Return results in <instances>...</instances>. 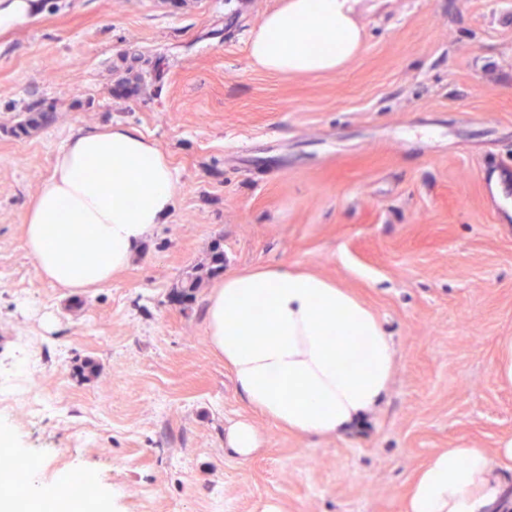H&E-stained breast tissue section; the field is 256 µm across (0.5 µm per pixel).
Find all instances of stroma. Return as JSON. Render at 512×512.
<instances>
[{"instance_id": "1", "label": "stroma", "mask_w": 512, "mask_h": 512, "mask_svg": "<svg viewBox=\"0 0 512 512\" xmlns=\"http://www.w3.org/2000/svg\"><path fill=\"white\" fill-rule=\"evenodd\" d=\"M282 2L45 0L0 33V383L49 400L38 421L0 410V459L37 456L48 487L89 467L70 512H400L431 453L512 436L493 373L512 336V0H358L360 54L298 76L249 58ZM37 99L50 123L13 135ZM115 124L171 161L176 205L111 283L73 292L38 274L24 213L70 134ZM216 242L225 271L292 265L376 314L395 369L361 425L306 437L243 403L209 288L174 295ZM240 419L262 439L245 461L224 448Z\"/></svg>"}]
</instances>
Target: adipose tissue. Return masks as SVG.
Here are the masks:
<instances>
[{
  "mask_svg": "<svg viewBox=\"0 0 512 512\" xmlns=\"http://www.w3.org/2000/svg\"><path fill=\"white\" fill-rule=\"evenodd\" d=\"M357 0H284L250 38L249 57L281 74L332 72L359 52ZM178 178L140 132L80 129L60 147L49 181L24 218L38 273L75 291L111 282L176 204ZM204 322L246 404L274 424L328 437L375 409L394 351L378 317L349 291L281 264L229 272ZM512 437L494 452L444 448L417 473L401 512H499Z\"/></svg>",
  "mask_w": 512,
  "mask_h": 512,
  "instance_id": "obj_1",
  "label": "adipose tissue"
}]
</instances>
